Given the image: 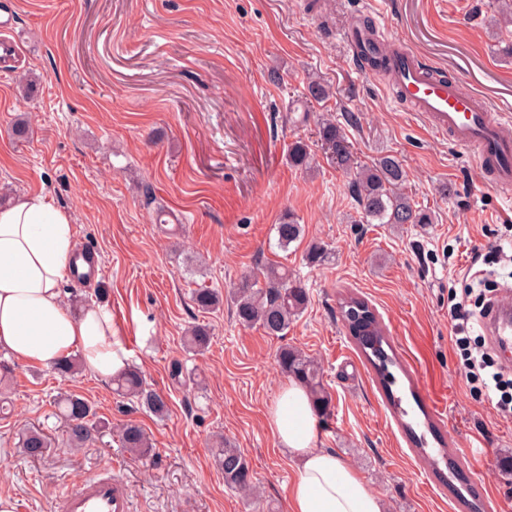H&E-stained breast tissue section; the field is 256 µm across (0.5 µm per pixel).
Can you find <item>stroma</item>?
I'll return each mask as SVG.
<instances>
[{
  "mask_svg": "<svg viewBox=\"0 0 512 512\" xmlns=\"http://www.w3.org/2000/svg\"><path fill=\"white\" fill-rule=\"evenodd\" d=\"M497 0H0L19 52L0 56V192L45 190L66 211L80 249L94 253L90 283L61 285L72 313L105 304L130 362L168 400L156 417L114 393L112 382L81 370L66 378L18 362L0 385L11 405L0 416V499L21 512H49L67 483L111 467L128 486L132 512H289L296 465L267 413L288 379L275 365L281 343L314 356L334 412L315 423L330 449L367 482L386 512H461L459 497L487 512H512V420L483 402L461 376L448 303L471 287L472 249L500 242L490 269L512 257V190H496L476 153L435 134L394 101L387 81L365 74L337 38L357 22L387 30L439 75L456 79L489 107L512 99V35L500 29ZM332 94L291 107L310 78ZM332 114L365 165L392 155L428 224H365L347 177L327 162L315 134ZM26 119L29 133L13 127ZM307 144L311 168L291 166L292 143ZM181 224L153 221L143 185ZM293 213L304 228L288 250L275 224ZM321 242L322 264L306 258ZM287 266L306 288V310L287 338L237 321L232 304L207 314L193 289L227 288L247 273ZM106 296H99V289ZM364 299L378 314L402 367L384 390L343 327L338 301ZM209 327L203 353L186 350L188 327ZM196 369L173 386L168 366ZM74 393L111 431L74 450L53 400ZM430 417L429 445L445 440L461 476L436 475L394 413ZM143 427L150 457L119 445L117 428ZM30 427L54 444L39 460L19 441ZM241 448L257 497L231 491L212 461L216 439Z\"/></svg>",
  "mask_w": 512,
  "mask_h": 512,
  "instance_id": "stroma-1",
  "label": "stroma"
}]
</instances>
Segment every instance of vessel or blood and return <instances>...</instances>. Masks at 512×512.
I'll return each mask as SVG.
<instances>
[{
    "instance_id": "1",
    "label": "vessel or blood",
    "mask_w": 512,
    "mask_h": 512,
    "mask_svg": "<svg viewBox=\"0 0 512 512\" xmlns=\"http://www.w3.org/2000/svg\"><path fill=\"white\" fill-rule=\"evenodd\" d=\"M354 57L385 58L384 72L394 97L408 103L438 133L459 147L478 153L479 165L491 183L512 186V103L488 108L476 95L462 93L456 81L435 77L410 50L383 49L367 32L351 25L340 29ZM487 333L492 340L512 343V290L498 294ZM52 512H131L125 485L108 473H97L66 488L52 503Z\"/></svg>"
}]
</instances>
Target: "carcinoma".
Returning a JSON list of instances; mask_svg holds the SVG:
<instances>
[{
  "instance_id": "1",
  "label": "carcinoma",
  "mask_w": 512,
  "mask_h": 512,
  "mask_svg": "<svg viewBox=\"0 0 512 512\" xmlns=\"http://www.w3.org/2000/svg\"><path fill=\"white\" fill-rule=\"evenodd\" d=\"M330 88L318 79L307 84L306 99L320 101L328 97ZM317 135L326 158L349 178V187L366 222L379 224H428L430 217L415 207L411 197L404 192L406 172L394 156H385L371 166L360 164L348 136L332 117H323L317 124ZM288 161L295 167L310 165L311 154L301 141L294 142L288 151ZM277 246L283 250L298 241L303 234L302 225L288 214L275 225ZM264 281L253 275L241 277L232 288L229 298L239 323L245 327H259L270 336H285L290 325L307 307L308 293L301 282L291 278L288 270L269 266L263 271ZM192 299L198 310L214 312L224 305V294L215 288H197ZM341 318L356 346L375 370L386 389L395 384L391 371L399 367L392 346L384 334L379 318L365 301L348 297L340 303ZM190 349L201 352L210 343L209 329L196 325L186 336ZM278 370L301 384L313 409L321 416L328 415L331 396L325 390L321 369L311 358L296 347L282 345L275 357ZM115 393L158 418L164 417L168 404L165 395L147 387L141 372L134 366L112 379ZM58 417L63 421L67 444L74 448L94 440L105 432L106 425L93 420L90 405L82 397L69 394L56 401ZM120 447L144 457L150 445L144 431L136 424H127L119 431ZM20 446L30 458L44 456L51 447V438L40 428H33L22 435ZM213 459L224 475V484L252 494L255 489L253 470L241 449L224 442L214 449Z\"/></svg>"
}]
</instances>
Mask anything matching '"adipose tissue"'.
Instances as JSON below:
<instances>
[{"label":"adipose tissue","instance_id":"obj_1","mask_svg":"<svg viewBox=\"0 0 512 512\" xmlns=\"http://www.w3.org/2000/svg\"><path fill=\"white\" fill-rule=\"evenodd\" d=\"M77 250L68 215L43 192L0 204V350L46 366L77 351L88 372L109 379L129 363L111 313L94 306L75 315L62 298ZM313 423L305 390L288 383L270 409L269 424L297 463L290 512H384L355 469L315 445Z\"/></svg>","mask_w":512,"mask_h":512}]
</instances>
